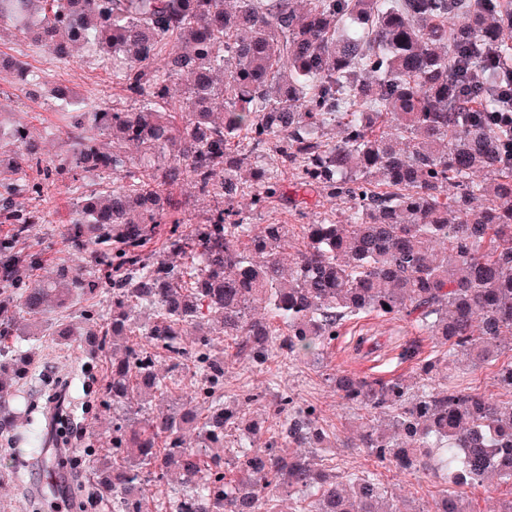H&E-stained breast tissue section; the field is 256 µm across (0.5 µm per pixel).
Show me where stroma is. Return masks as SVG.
I'll list each match as a JSON object with an SVG mask.
<instances>
[{"instance_id": "1", "label": "stroma", "mask_w": 512, "mask_h": 512, "mask_svg": "<svg viewBox=\"0 0 512 512\" xmlns=\"http://www.w3.org/2000/svg\"><path fill=\"white\" fill-rule=\"evenodd\" d=\"M0 55L21 60L28 70L39 75L41 84L34 93H27L22 81L14 75L0 74V189L14 177V158L17 146L12 139L15 127H26L31 138L40 147L43 164H52L68 155L71 149L68 119L64 117L62 101L54 97L53 87L63 86L82 100L85 105L82 136L100 148H108L109 140L94 121L95 111L114 102L130 106L131 101L112 74L110 64L85 48H78L66 61L45 46L24 42L7 30L0 31ZM281 182L288 195L287 203H273L260 209H252L249 197H241L237 205L253 213V229L261 231L267 224H285L289 227V253H296L305 242L304 227L313 223L326 212H342L343 204L326 195L307 193L297 188L296 180L289 172H282ZM80 185L61 183L50 187L48 207L51 215L47 223L32 225L27 243L40 252L43 260L36 270L20 269L18 278L23 284L47 283L56 280L60 268L82 270L91 273L93 265L87 254L71 249L63 234L66 222L80 203ZM109 314L112 297L108 291L97 296L75 293L65 320L73 328L70 336L57 335L55 330H40L31 335L26 319L15 320L12 341L23 352L32 356L30 373L19 384L20 390L38 397L44 383L42 374H49L56 381L68 379L75 367L90 366L93 372L91 392L85 393V409L79 424L84 431L99 436V443L84 450H76L74 443L51 449L50 457L64 459L63 468L55 475V490L44 491L41 483L43 471H33L24 485L5 482L0 485V512H32L29 502L40 499L41 512H69L68 504L73 496H85L93 492L94 462L111 453V408L106 404L105 388L112 367V351L89 346L80 330L84 325L86 310ZM420 340L423 355H439L445 350L441 341L433 337H417L411 324L404 319H387L373 315L349 322L328 346L323 359L300 357L284 364L256 365L248 355L229 360L224 373V390L234 395L243 390L265 393L267 399H275L286 393L299 403L314 405L321 419L333 433L326 456L339 469L350 472L371 470L375 467L372 457L359 446L357 429L359 412L342 402L326 381V374L354 370L381 377L394 375L412 376L418 371L415 362H398L402 346ZM496 362L475 365L470 361L456 362L452 377L455 383L467 390H474L498 400H508L511 395L497 382ZM387 480L398 496L407 500L409 507H425L444 485L441 475H415L408 472H390Z\"/></svg>"}]
</instances>
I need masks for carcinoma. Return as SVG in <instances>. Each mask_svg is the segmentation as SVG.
<instances>
[{"mask_svg":"<svg viewBox=\"0 0 512 512\" xmlns=\"http://www.w3.org/2000/svg\"><path fill=\"white\" fill-rule=\"evenodd\" d=\"M231 2L0 0L1 30L61 60L90 47L112 60L137 103L95 113L112 150L82 143L53 166H41L25 129L13 130L18 177L0 196L11 225L0 238V337L11 335L15 315H43L53 296L64 313L72 293L112 289V314L100 323L87 313L83 335L123 350L106 386L123 413L99 477L113 512H146L144 485L172 475L180 489L169 512H196L202 500L207 512H405L385 479L391 468L444 471L433 509L416 512H470L460 474L512 490V454L491 456L512 439V399L440 387L433 372L451 370L460 354L485 362L512 337V0ZM183 76L188 86L173 102L171 85ZM57 96L78 128L81 101ZM270 151L300 185L348 203L343 220L326 213L304 225L306 242L288 264V225L255 234L235 205L239 195L256 207L284 196L278 172L250 166ZM35 166L52 184L119 174L83 192L68 220L67 241L91 251L101 275L64 270L57 288L17 281L19 266L40 262L23 244L44 210L14 209L15 196L41 194L27 178ZM185 175L214 202L189 231L167 193ZM480 197L487 206L473 208ZM162 231L191 260L146 252ZM362 314L403 318L448 342L415 382L348 370L327 377L342 401L369 414L359 441L377 469L317 467L329 435L315 410L287 394L268 407L274 425L256 446L260 428L229 406L224 356L205 325L220 324L224 349L266 364L322 355ZM156 350L170 359L163 373ZM26 363L0 348V423L15 422L11 437L40 455V416L29 403L21 414L10 409L17 391L6 390ZM187 375L207 389L206 413L191 404L154 412L152 401L171 397ZM195 423L193 446L184 430Z\"/></svg>","mask_w":512,"mask_h":512,"instance_id":"1","label":"carcinoma"}]
</instances>
